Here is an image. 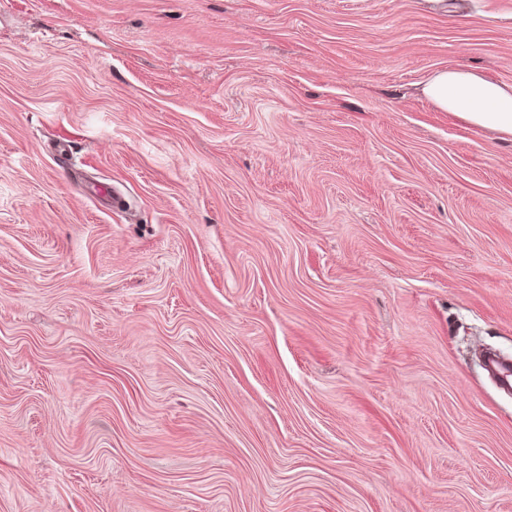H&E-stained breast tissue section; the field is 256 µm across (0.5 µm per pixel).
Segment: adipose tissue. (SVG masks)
<instances>
[{
	"instance_id": "adipose-tissue-1",
	"label": "adipose tissue",
	"mask_w": 512,
	"mask_h": 512,
	"mask_svg": "<svg viewBox=\"0 0 512 512\" xmlns=\"http://www.w3.org/2000/svg\"><path fill=\"white\" fill-rule=\"evenodd\" d=\"M423 93L438 110L512 139V84L464 68H448L433 73Z\"/></svg>"
}]
</instances>
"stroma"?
Returning <instances> with one entry per match:
<instances>
[{"label": "stroma", "instance_id": "1", "mask_svg": "<svg viewBox=\"0 0 512 512\" xmlns=\"http://www.w3.org/2000/svg\"><path fill=\"white\" fill-rule=\"evenodd\" d=\"M448 67L512 83V0H0V512H512Z\"/></svg>", "mask_w": 512, "mask_h": 512}]
</instances>
